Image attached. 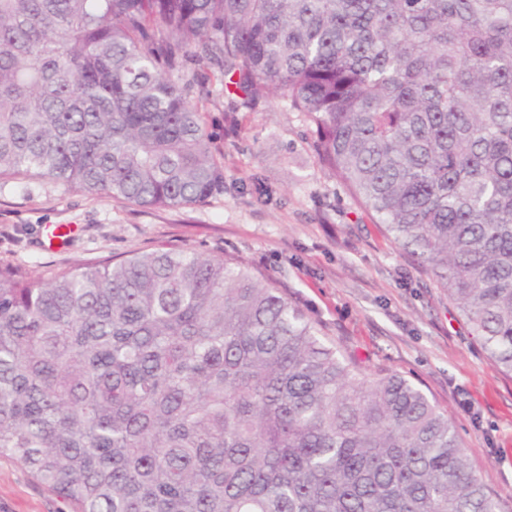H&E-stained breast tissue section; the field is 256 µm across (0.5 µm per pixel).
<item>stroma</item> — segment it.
I'll return each mask as SVG.
<instances>
[{"mask_svg": "<svg viewBox=\"0 0 512 512\" xmlns=\"http://www.w3.org/2000/svg\"><path fill=\"white\" fill-rule=\"evenodd\" d=\"M190 103L224 162V192L207 202L141 207L48 181L0 185V265L31 275L173 247L235 258L271 278L367 372L386 368L448 414L474 469L512 512V375L469 334L445 292L383 234L322 165L314 126L286 100L246 108L217 70L198 71ZM74 226L50 244L46 225ZM0 512H71L23 463L0 457Z\"/></svg>", "mask_w": 512, "mask_h": 512, "instance_id": "1", "label": "stroma"}]
</instances>
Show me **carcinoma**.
I'll return each mask as SVG.
<instances>
[{
    "label": "carcinoma",
    "instance_id": "1",
    "mask_svg": "<svg viewBox=\"0 0 512 512\" xmlns=\"http://www.w3.org/2000/svg\"><path fill=\"white\" fill-rule=\"evenodd\" d=\"M189 57L276 92L512 374V0H0V180L224 192ZM0 456L74 512H499L448 416L269 277L166 249L0 267Z\"/></svg>",
    "mask_w": 512,
    "mask_h": 512
}]
</instances>
